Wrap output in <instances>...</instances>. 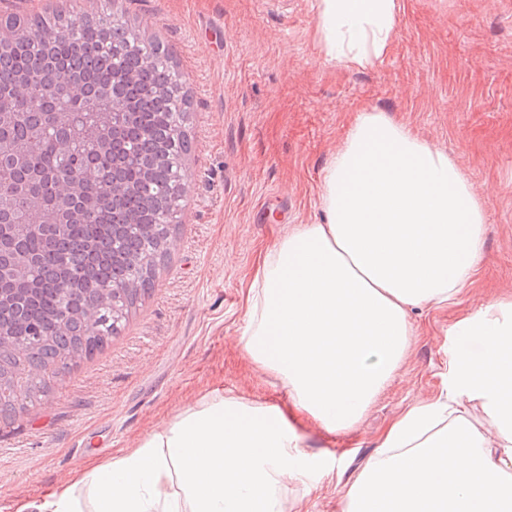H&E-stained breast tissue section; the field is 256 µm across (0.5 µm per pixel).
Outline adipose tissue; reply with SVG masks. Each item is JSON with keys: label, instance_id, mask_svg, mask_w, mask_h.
Listing matches in <instances>:
<instances>
[{"label": "adipose tissue", "instance_id": "obj_1", "mask_svg": "<svg viewBox=\"0 0 512 512\" xmlns=\"http://www.w3.org/2000/svg\"><path fill=\"white\" fill-rule=\"evenodd\" d=\"M325 58L351 68L390 50L398 0H315ZM324 218L261 254L243 346L292 407L352 429L404 362L409 312L452 303L482 258L484 211L447 153L361 113L325 168ZM444 395L392 421L342 512H512V300L461 317ZM482 419H475L471 406ZM307 446L277 406L212 393L136 447L21 501L16 512H284Z\"/></svg>", "mask_w": 512, "mask_h": 512}]
</instances>
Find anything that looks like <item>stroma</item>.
<instances>
[{
	"instance_id": "1",
	"label": "stroma",
	"mask_w": 512,
	"mask_h": 512,
	"mask_svg": "<svg viewBox=\"0 0 512 512\" xmlns=\"http://www.w3.org/2000/svg\"><path fill=\"white\" fill-rule=\"evenodd\" d=\"M70 12L132 16L173 52L191 99L194 152L169 260L149 298L93 359L0 418V512L218 391L288 408L240 341L260 253L290 224H316L324 168L364 112L448 153L485 213L484 257L445 307L413 312L408 356L352 430L297 416L308 444L285 512H341L349 480L388 423L448 383L458 318L512 292V0H399L388 54L352 69L318 45L314 0H69ZM266 206L267 218L253 214Z\"/></svg>"
}]
</instances>
